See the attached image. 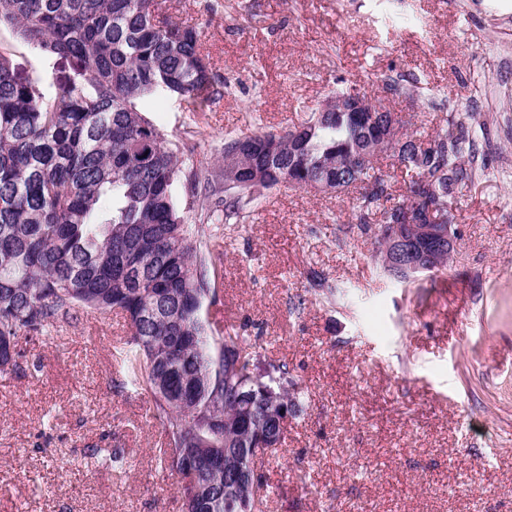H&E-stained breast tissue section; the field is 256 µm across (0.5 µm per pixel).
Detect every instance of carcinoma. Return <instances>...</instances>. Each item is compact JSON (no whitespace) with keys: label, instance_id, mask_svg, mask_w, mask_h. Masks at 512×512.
I'll return each mask as SVG.
<instances>
[{"label":"carcinoma","instance_id":"obj_1","mask_svg":"<svg viewBox=\"0 0 512 512\" xmlns=\"http://www.w3.org/2000/svg\"><path fill=\"white\" fill-rule=\"evenodd\" d=\"M2 26L67 60L85 82L47 96L0 49V373L18 366V337L69 326L88 311L122 312L131 337L113 358L126 384L153 403L161 469L192 481L180 487L181 512H264L267 483L254 465L301 412L297 382L287 364L274 367L281 404L271 409L250 379L246 338L235 329L208 333L206 260L174 196L188 148L136 107L164 90L204 111L220 81L200 31L161 17L155 0H0ZM382 151L415 173L406 198L389 207L381 202L392 200L391 185L373 167ZM464 153L460 137L407 134L395 147L362 112H312L282 135L224 140L217 220L239 223L252 188L365 183L357 230L381 246L401 224L433 274L450 257L423 227L453 223L448 197L472 179ZM406 205L410 221L401 223Z\"/></svg>","mask_w":512,"mask_h":512}]
</instances>
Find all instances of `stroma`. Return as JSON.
I'll return each mask as SVG.
<instances>
[{"instance_id": "stroma-1", "label": "stroma", "mask_w": 512, "mask_h": 512, "mask_svg": "<svg viewBox=\"0 0 512 512\" xmlns=\"http://www.w3.org/2000/svg\"><path fill=\"white\" fill-rule=\"evenodd\" d=\"M156 2L200 28L228 83L199 117L169 92L139 101L190 140L187 163L293 126L345 86L418 137L477 148L448 199L457 250L409 286L383 276L374 238L345 236L355 193L259 188L244 223L211 224V199L177 184L207 258L203 320L243 330L253 373L284 362L299 385L304 411L265 459V512H512V0ZM0 45L56 91L58 57L6 28ZM127 331L89 313L20 337L18 369L0 374V512H181L152 404L112 364ZM115 448L124 472L93 462Z\"/></svg>"}]
</instances>
